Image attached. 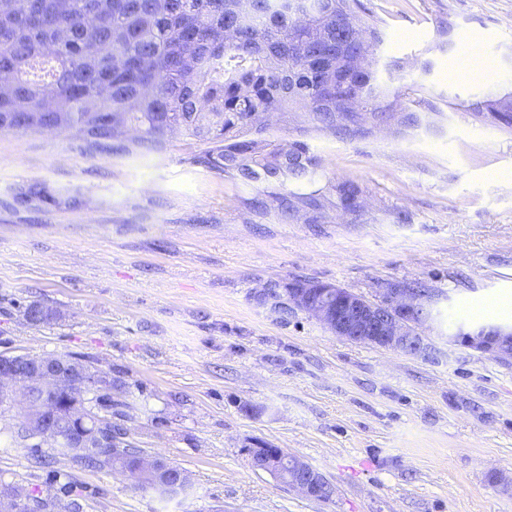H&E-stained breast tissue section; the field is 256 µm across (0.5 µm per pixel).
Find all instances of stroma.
I'll use <instances>...</instances> for the list:
<instances>
[{
  "label": "stroma",
  "instance_id": "stroma-1",
  "mask_svg": "<svg viewBox=\"0 0 512 512\" xmlns=\"http://www.w3.org/2000/svg\"><path fill=\"white\" fill-rule=\"evenodd\" d=\"M366 2L381 59L405 63L392 85L403 105L438 109L345 136L270 113L268 142L306 143L314 182L243 185L177 130L149 151L134 150L135 130L117 151L0 131V355H69L107 373L113 429L187 470L193 489L166 502L46 444L52 483L19 404L0 478L42 495L72 483L83 512H512V365L446 339L461 323L512 325V129L464 108L512 89V0ZM463 52L485 79L456 74ZM33 184L53 203L18 202ZM315 190L328 206L279 205ZM297 279L373 301L422 284L438 313L430 351L351 342L265 300ZM33 301L57 318L29 324ZM261 446L300 456L332 497L256 469Z\"/></svg>",
  "mask_w": 512,
  "mask_h": 512
}]
</instances>
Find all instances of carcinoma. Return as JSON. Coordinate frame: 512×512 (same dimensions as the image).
I'll use <instances>...</instances> for the list:
<instances>
[{"label": "carcinoma", "instance_id": "cac0c4a2", "mask_svg": "<svg viewBox=\"0 0 512 512\" xmlns=\"http://www.w3.org/2000/svg\"><path fill=\"white\" fill-rule=\"evenodd\" d=\"M0 0V128L76 131L100 145L124 129L151 148L178 130L212 145L202 163L244 182L304 180L315 158L304 143L271 148L260 138L272 112H294L331 134L362 122L415 124L400 93L378 81L382 35L362 0ZM477 117L512 127V111L486 93L465 105ZM110 447L80 457L114 467L126 448L133 467L142 450L112 435ZM56 512H81L69 484Z\"/></svg>", "mask_w": 512, "mask_h": 512}]
</instances>
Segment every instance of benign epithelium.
I'll list each match as a JSON object with an SVG mask.
<instances>
[{
  "mask_svg": "<svg viewBox=\"0 0 512 512\" xmlns=\"http://www.w3.org/2000/svg\"><path fill=\"white\" fill-rule=\"evenodd\" d=\"M428 293L421 288H389L383 299L372 301L334 284H319L310 290L298 285L288 292V303L343 339L420 355L429 349L422 328L434 318V308L425 303ZM448 341L474 350L500 363H512V326L496 324L491 328L464 325L448 335ZM112 387L102 372L91 369L82 360L67 356L29 354L0 357V400L11 409L15 404L12 388L23 391L24 401L39 392L43 400L25 405V437L41 445L59 442L58 424L65 420L77 424L78 434L69 439L70 448H104L103 433L97 431V417L88 411L86 396L92 389ZM63 394L65 400L56 402ZM253 466L288 479V485L312 496L322 490L333 493L332 485L300 457L282 449L258 448ZM135 473L169 482L167 462L142 456ZM31 504L22 488L14 483L0 484V512H29Z\"/></svg>",
  "mask_w": 512,
  "mask_h": 512,
  "instance_id": "7a95c632",
  "label": "benign epithelium"
}]
</instances>
